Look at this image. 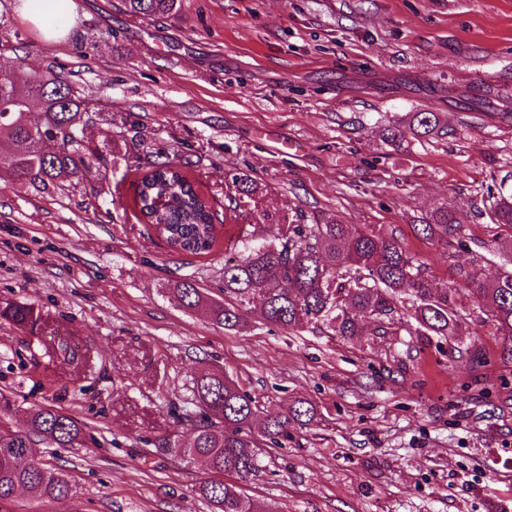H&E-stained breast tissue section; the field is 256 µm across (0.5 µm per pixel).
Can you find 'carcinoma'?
Instances as JSON below:
<instances>
[{
	"instance_id": "carcinoma-1",
	"label": "carcinoma",
	"mask_w": 512,
	"mask_h": 512,
	"mask_svg": "<svg viewBox=\"0 0 512 512\" xmlns=\"http://www.w3.org/2000/svg\"><path fill=\"white\" fill-rule=\"evenodd\" d=\"M179 0H123L125 13L135 19L170 15ZM37 70L22 67L0 78V167L41 190H62L80 180L85 169V129L90 109L81 92L66 78L65 93L43 90ZM41 105L40 125L32 126L29 104ZM444 132L434 112H412L406 123L383 130L384 143L398 146L407 137L439 136ZM226 224L239 225V234L225 250L224 297L216 298L189 278L168 282L165 291L187 311L204 312L216 326L239 332L246 314L260 307L269 326L302 331L325 327L350 338L369 321L382 332L398 324L410 336L459 335L463 315L457 308L458 289L439 288L425 276L422 265L394 238L339 219H309L283 203L275 210L264 204L262 189L241 171L224 178ZM138 221L182 256L202 258L218 243L215 214L209 195L190 177L186 165L169 158L148 163L138 178L134 200ZM494 224L512 226V189L502 180L486 209ZM469 215L436 209L422 218V231L453 247L466 245L463 233ZM281 231L271 242L267 225ZM479 303L488 310L501 339V359L512 364V267H503L491 280L476 270L457 272ZM0 319L37 335L43 316L34 306L0 301ZM53 354L88 364L90 349L60 340ZM11 398L0 392V503L19 491L36 499L62 501L73 486L68 474L39 458L24 456L44 444L75 448L86 441V426L69 411L39 405L20 427L6 421ZM316 417L313 405L298 401L286 411L261 405L224 372L205 368L194 377L179 419L196 421L194 435L175 452L197 462L208 474L196 490L210 512H260L235 482L259 471V448L288 439L296 425Z\"/></svg>"
}]
</instances>
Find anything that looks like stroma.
Wrapping results in <instances>:
<instances>
[{"label": "stroma", "mask_w": 512, "mask_h": 512, "mask_svg": "<svg viewBox=\"0 0 512 512\" xmlns=\"http://www.w3.org/2000/svg\"><path fill=\"white\" fill-rule=\"evenodd\" d=\"M120 6L73 0V26L48 42L0 0V70L64 72L95 113L80 182L44 193L0 169V301L45 319L38 335L0 319V391L14 422L47 402L91 434L48 455L70 498L22 494L9 512H208L206 472L173 450L194 428L171 410L206 362L256 400L316 410L245 483L262 512H512V367L468 289L452 339L293 335L256 310L227 332L164 293L184 276L222 288L223 248L170 254L133 205L137 166L166 153L189 160L216 212L238 169L268 208L397 239L436 285L471 264L493 278L512 260V227L483 214L512 173V0H182L145 20ZM411 112L438 113L447 134L387 146L383 129ZM438 208L470 212V249L417 231ZM61 334L88 343L92 371L49 357Z\"/></svg>", "instance_id": "stroma-1"}]
</instances>
